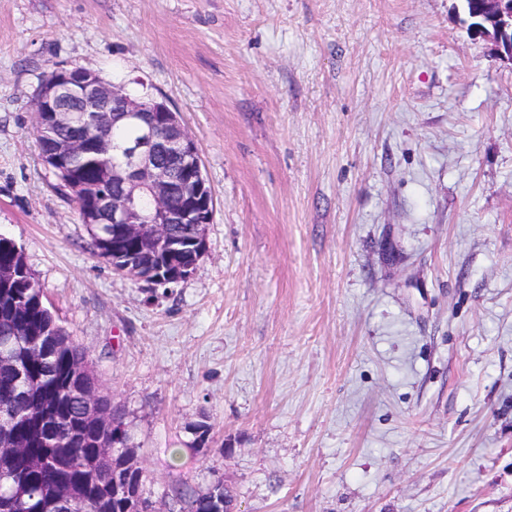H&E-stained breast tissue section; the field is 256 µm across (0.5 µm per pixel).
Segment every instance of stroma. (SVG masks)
Instances as JSON below:
<instances>
[{
  "label": "stroma",
  "instance_id": "1",
  "mask_svg": "<svg viewBox=\"0 0 512 512\" xmlns=\"http://www.w3.org/2000/svg\"><path fill=\"white\" fill-rule=\"evenodd\" d=\"M456 3L0 0V236L125 407L152 500L222 479L241 512H512V62ZM59 65L196 141L188 280L96 255L34 134Z\"/></svg>",
  "mask_w": 512,
  "mask_h": 512
}]
</instances>
